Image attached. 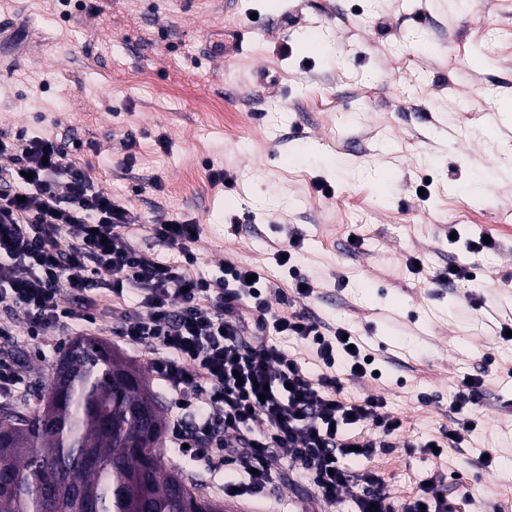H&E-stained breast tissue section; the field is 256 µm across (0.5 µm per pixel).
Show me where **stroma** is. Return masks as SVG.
I'll use <instances>...</instances> for the list:
<instances>
[{"instance_id": "obj_1", "label": "stroma", "mask_w": 512, "mask_h": 512, "mask_svg": "<svg viewBox=\"0 0 512 512\" xmlns=\"http://www.w3.org/2000/svg\"><path fill=\"white\" fill-rule=\"evenodd\" d=\"M100 12L57 0H0V21L25 41L0 48V132L79 140L68 160L95 187L130 200L133 241L167 262L175 251L146 230L179 213L202 227L192 274H223L225 257L281 289L291 274L315 294L302 305L326 327H350L379 377L339 378L348 397H383L403 426L392 449L351 461L408 495L444 477L462 512L512 499V342L493 320L512 316V126L488 125L512 106V0H100ZM243 49L225 59L224 34ZM211 102L214 115L204 113ZM223 169L233 185H212ZM161 181L154 190L153 181ZM496 247L474 252L469 239ZM301 246L290 268L276 247ZM458 265L474 278L450 282ZM102 313L87 333L149 372L167 418L155 350L117 336ZM57 332L33 345L0 339L25 364L32 403L59 351ZM483 380L472 443L432 457L421 442L460 422L451 402L464 379ZM493 458L492 468L478 460ZM169 464L228 512H319L317 493L286 456L264 496L231 498L235 469L210 471L171 437Z\"/></svg>"}]
</instances>
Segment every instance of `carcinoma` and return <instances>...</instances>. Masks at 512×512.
Wrapping results in <instances>:
<instances>
[{"label":"carcinoma","instance_id":"obj_1","mask_svg":"<svg viewBox=\"0 0 512 512\" xmlns=\"http://www.w3.org/2000/svg\"><path fill=\"white\" fill-rule=\"evenodd\" d=\"M35 409L0 405V512H224L168 466L166 418L142 369L93 337L71 341Z\"/></svg>","mask_w":512,"mask_h":512}]
</instances>
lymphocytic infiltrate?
I'll list each match as a JSON object with an SVG mask.
<instances>
[{
    "instance_id": "obj_1",
    "label": "lymphocytic infiltrate",
    "mask_w": 512,
    "mask_h": 512,
    "mask_svg": "<svg viewBox=\"0 0 512 512\" xmlns=\"http://www.w3.org/2000/svg\"><path fill=\"white\" fill-rule=\"evenodd\" d=\"M0 335L21 319L27 341L52 332L84 331L97 321L100 290L116 300L129 291L140 313L120 318L117 333L132 344L159 349L152 370L176 405L173 436L186 456L217 470L239 465L227 491L258 496L272 481L270 459L285 449L323 507L343 504L350 487L354 512H459L466 496L449 501L438 478L409 498L391 494L377 472H354L351 460L387 450L402 427L384 399L344 396L337 359L352 378L369 374L367 352L355 334L325 335L306 310L272 314V283L251 268L225 260L219 280L195 277L193 246L200 226L179 217L152 225L156 241L176 251L166 262L136 247L137 218L128 204L94 188L64 165V143L48 136L0 137ZM306 341L320 365L305 371L270 342L267 332ZM372 422L379 437L359 431Z\"/></svg>"
}]
</instances>
